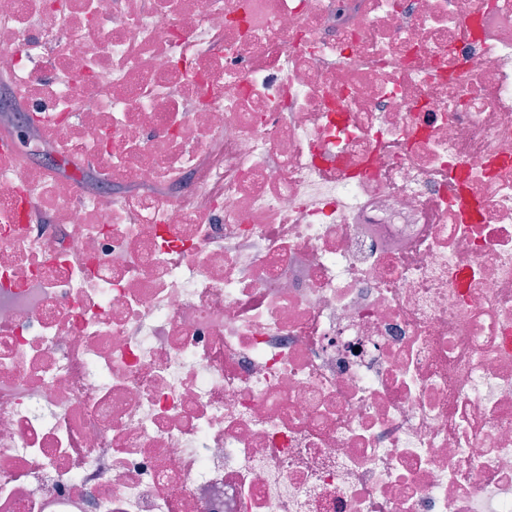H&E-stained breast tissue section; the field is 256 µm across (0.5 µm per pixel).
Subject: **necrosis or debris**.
<instances>
[{
  "mask_svg": "<svg viewBox=\"0 0 512 512\" xmlns=\"http://www.w3.org/2000/svg\"><path fill=\"white\" fill-rule=\"evenodd\" d=\"M65 2L0 0L92 171L0 148V512H512V0Z\"/></svg>",
  "mask_w": 512,
  "mask_h": 512,
  "instance_id": "4bbe7bcc",
  "label": "necrosis or debris"
}]
</instances>
